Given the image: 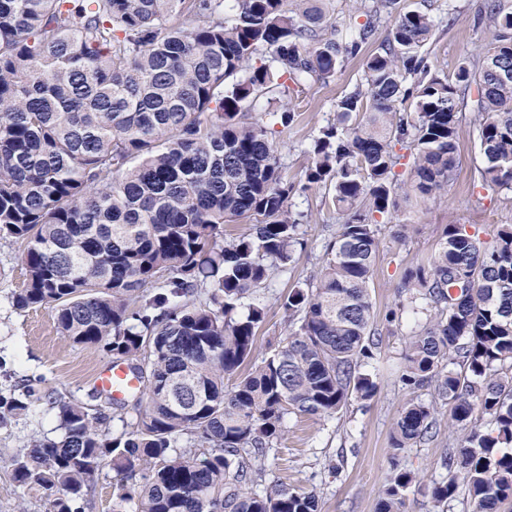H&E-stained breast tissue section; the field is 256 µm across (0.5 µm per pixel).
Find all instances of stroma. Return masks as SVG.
Returning <instances> with one entry per match:
<instances>
[{"mask_svg":"<svg viewBox=\"0 0 512 512\" xmlns=\"http://www.w3.org/2000/svg\"><path fill=\"white\" fill-rule=\"evenodd\" d=\"M482 0H400L399 10L421 9L435 20L427 47L434 71L452 75L458 62L480 53L489 38L474 16ZM364 59H347L335 77L306 86L303 93L289 91L288 100L298 117L278 133L285 173L298 190L292 201L305 212L299 246L288 273L275 276L269 289L258 297L267 311L266 324L258 335L257 349L267 352L288 334L277 296L316 270L327 242L343 217L323 203L325 188L304 189L308 151L321 127L335 117L336 104L355 86L364 84ZM458 155L456 179L445 197L399 200L381 221L379 249L369 283L374 324L381 336V354L374 365L379 388L366 402L350 401L330 418H289L288 435L265 462L267 482L314 493L320 512H378L379 504L397 470L418 475L406 492L405 512H435L426 488L445 480L442 462L450 447L459 446L471 427H484L486 418L474 413L470 426H455L441 420L438 434L420 445L394 452L392 434L409 392L399 380L405 341L416 325L413 314L400 323L388 324L400 278L416 264L426 261L438 247L445 225H475L480 238L492 240L503 224H512V194L478 189L484 159L479 150L478 121L473 102L458 110ZM18 247L0 239V397L10 398L24 386L39 391L41 400L28 412L0 422V512H44V495L16 483L11 459L30 438H59V406L82 403L109 414L111 432L123 429L107 399L98 397L95 378L112 356L99 346L73 345L56 330L55 312L47 306L17 309L14 291L23 285Z\"/></svg>","mask_w":512,"mask_h":512,"instance_id":"35a3bbf8","label":"stroma"}]
</instances>
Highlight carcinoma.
Instances as JSON below:
<instances>
[{
	"mask_svg": "<svg viewBox=\"0 0 512 512\" xmlns=\"http://www.w3.org/2000/svg\"><path fill=\"white\" fill-rule=\"evenodd\" d=\"M327 2L232 0L226 17L223 0H0V238L25 270L14 304L48 305L71 343L133 363L148 399L118 434L103 413L63 404L62 437L23 445L13 478L44 492L45 512H77L105 467L116 512H319L312 493L261 486L264 459L289 417H332L377 391L374 214L397 206L398 150L412 158L408 191L444 196L459 105L475 89L479 187L512 191V5L487 0L490 39L450 77L427 58L432 16L398 14L365 57L366 87L313 140L306 188L328 186L343 223L321 266L280 296L288 336L257 352L266 311L253 295L288 272L304 213L275 131L244 116L263 95L285 96L288 80L334 77L397 4L352 0L364 21L343 29ZM398 298L388 322L425 315L400 381L431 393L404 403L393 448L428 440L445 407L462 426L480 409L488 429L469 434L428 493L446 503L461 478L473 512H497L512 497V225L489 245L445 225ZM32 403L26 389L3 416ZM416 482L398 471L379 512H404Z\"/></svg>",
	"mask_w": 512,
	"mask_h": 512,
	"instance_id": "1",
	"label": "carcinoma"
}]
</instances>
